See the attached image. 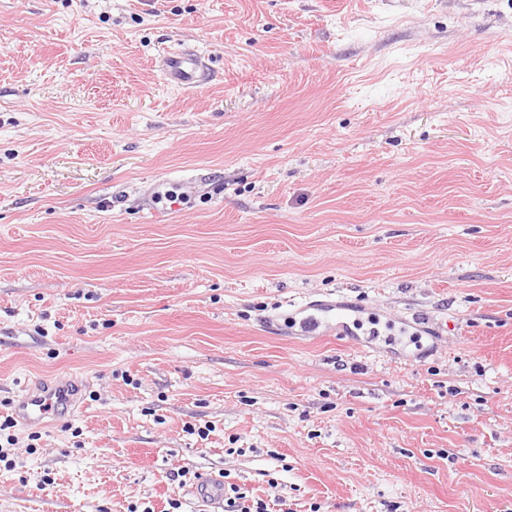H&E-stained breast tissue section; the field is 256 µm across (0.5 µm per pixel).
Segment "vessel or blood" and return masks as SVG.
Here are the masks:
<instances>
[{
	"label": "vessel or blood",
	"mask_w": 512,
	"mask_h": 512,
	"mask_svg": "<svg viewBox=\"0 0 512 512\" xmlns=\"http://www.w3.org/2000/svg\"><path fill=\"white\" fill-rule=\"evenodd\" d=\"M160 71L167 84L182 89L201 88L209 79V67L204 55L192 47H183L161 58ZM76 389L68 384L49 382L25 386L12 400L16 419L29 426L45 425L48 418L67 416L75 404ZM192 491L210 512H221L224 506V481L216 476L201 477Z\"/></svg>",
	"instance_id": "b4317fda"
}]
</instances>
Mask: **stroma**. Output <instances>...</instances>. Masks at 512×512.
<instances>
[{"mask_svg":"<svg viewBox=\"0 0 512 512\" xmlns=\"http://www.w3.org/2000/svg\"><path fill=\"white\" fill-rule=\"evenodd\" d=\"M67 377L0 512H512V0H0V422ZM209 70L205 56L192 47L167 52L160 63L167 84L182 90L201 88L208 82ZM78 390L70 384L49 382L26 385L11 401L14 417L28 426H43L50 417L61 418L71 412ZM229 489L233 496L228 497L224 478L202 476L192 487V492L203 506H210L211 509H203L206 512H269L263 499L250 500L247 493L240 492L241 488L234 484H230Z\"/></svg>","mask_w":512,"mask_h":512,"instance_id":"35a3bbf8","label":"stroma"}]
</instances>
